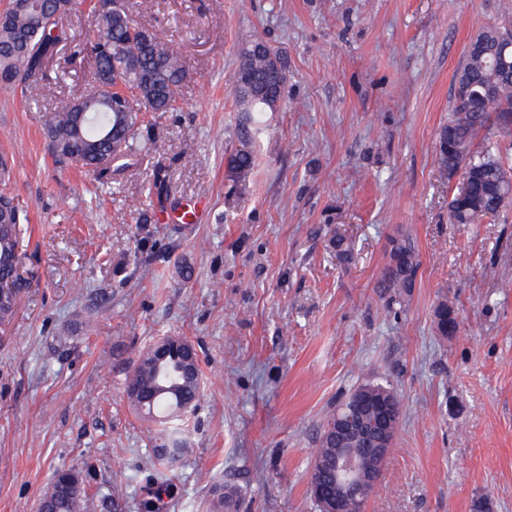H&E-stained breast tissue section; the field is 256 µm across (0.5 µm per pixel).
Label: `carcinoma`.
<instances>
[{
  "instance_id": "1",
  "label": "carcinoma",
  "mask_w": 512,
  "mask_h": 512,
  "mask_svg": "<svg viewBox=\"0 0 512 512\" xmlns=\"http://www.w3.org/2000/svg\"><path fill=\"white\" fill-rule=\"evenodd\" d=\"M75 0H9L0 23V83L18 87L38 100L46 60L71 42L58 17L73 9ZM94 29L84 41L73 46V55L90 60L89 82L98 90L85 97L75 96L58 110L46 114L45 128L57 157L74 161L92 171L100 180L115 176L149 150L140 138L144 112H169L178 101L188 77L181 58L167 49L158 36L140 28L124 5L93 6ZM508 28L486 26L473 36L458 69L460 82L467 83V95L454 99L448 123L439 133L435 147L438 168L453 176L459 169L470 171L472 180L465 195L454 192L449 213L457 224H471L479 216L495 215L503 206L509 186L503 177L506 161L489 150H475L479 133L512 115L511 65H499L501 49L496 35ZM257 39L241 49L232 76L233 95L242 113L238 146L226 157L229 177L240 182L255 164L254 143L261 132L259 112H274L283 101L284 77L265 69ZM128 87L124 108L113 107L117 96L107 91L116 81ZM21 211L14 199L0 194V281L17 283L21 263ZM419 268L418 254L407 235L394 239L380 287L393 302L402 303L414 286ZM438 323L448 321L443 335L456 331L457 322L448 304L437 307ZM152 345L143 351L129 372L125 391L131 406L143 417L161 425L162 444L153 449L154 470L171 467L173 457L188 452L177 417L194 408L201 396L199 358L185 355L153 357ZM311 476L323 490L334 485L336 460L319 435ZM235 493L217 487L210 494V512H230ZM93 501L85 492L71 494L70 484L57 471L39 498L40 512H88Z\"/></svg>"
}]
</instances>
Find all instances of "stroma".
<instances>
[{
    "mask_svg": "<svg viewBox=\"0 0 512 512\" xmlns=\"http://www.w3.org/2000/svg\"><path fill=\"white\" fill-rule=\"evenodd\" d=\"M180 54L178 108L144 116L151 152L111 187L56 162L43 125L88 60L61 50L38 101L0 85V190L22 211L24 279L0 327V512H36L54 472L80 470L93 512H317L308 485L325 414L389 385L402 417L364 512H512V199L451 223L436 164L466 45L512 25V0H123ZM287 61L257 163L224 160L241 114L239 51ZM169 182L153 184L156 169ZM419 256L405 302L378 283L391 241ZM344 236L352 258H337ZM447 302L454 334L438 329ZM164 336L196 347L203 395L189 448L153 480L157 425L124 384Z\"/></svg>",
    "mask_w": 512,
    "mask_h": 512,
    "instance_id": "35a3bbf8",
    "label": "stroma"
}]
</instances>
